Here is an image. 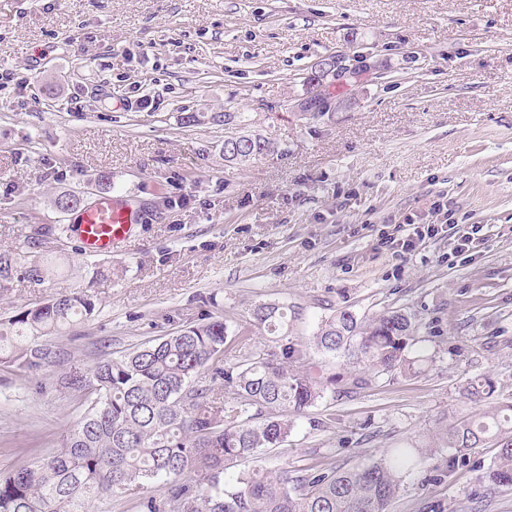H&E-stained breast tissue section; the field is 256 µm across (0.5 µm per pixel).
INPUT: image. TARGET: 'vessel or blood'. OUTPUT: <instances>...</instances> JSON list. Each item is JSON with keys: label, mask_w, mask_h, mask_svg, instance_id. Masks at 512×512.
I'll return each instance as SVG.
<instances>
[{"label": "vessel or blood", "mask_w": 512, "mask_h": 512, "mask_svg": "<svg viewBox=\"0 0 512 512\" xmlns=\"http://www.w3.org/2000/svg\"><path fill=\"white\" fill-rule=\"evenodd\" d=\"M141 220L123 194L102 193L79 210L75 236L84 254L105 256L129 239Z\"/></svg>", "instance_id": "obj_1"}]
</instances>
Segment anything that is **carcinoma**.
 Segmentation results:
<instances>
[{
    "label": "carcinoma",
    "instance_id": "1",
    "mask_svg": "<svg viewBox=\"0 0 512 512\" xmlns=\"http://www.w3.org/2000/svg\"><path fill=\"white\" fill-rule=\"evenodd\" d=\"M227 161L250 164L275 152L250 134ZM17 274L16 260L0 254V283ZM79 293L63 295L0 322V364L25 373L49 362L36 339L93 315ZM288 325V308L263 303L249 326L270 333ZM224 319L189 326L88 373L66 377L87 411L61 448L0 476V512H88L90 502L114 495L138 497L150 485L168 494L145 504L148 512H388L406 478L450 476L489 438L497 440L488 490L512 488V405L478 414L445 429L432 448H393L347 469L310 472L298 480L253 470L238 474L234 490L224 473L288 439L294 421L329 396L332 381L312 371L307 351L289 342L278 354L255 353L224 366ZM413 317L388 309L370 320L348 310L320 323L316 348L381 372L419 373L425 356ZM200 478L196 484L184 476Z\"/></svg>",
    "mask_w": 512,
    "mask_h": 512
}]
</instances>
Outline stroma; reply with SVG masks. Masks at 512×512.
Returning a JSON list of instances; mask_svg holds the SVG:
<instances>
[{
	"label": "stroma",
	"mask_w": 512,
	"mask_h": 512,
	"mask_svg": "<svg viewBox=\"0 0 512 512\" xmlns=\"http://www.w3.org/2000/svg\"><path fill=\"white\" fill-rule=\"evenodd\" d=\"M328 111L303 118L316 61ZM0 253L22 269L53 260L42 282L0 288V321L87 292L90 318L39 337L52 351L33 375L0 367V473L55 452L84 408L61 385L191 325L224 319V361L311 343L347 308L415 314L432 356L415 376L312 353L336 394L296 418L284 445L237 472L326 471L512 402V0H0ZM153 98L126 109L122 98ZM201 112L185 126L183 111ZM240 112L273 156L224 159ZM120 192L141 211L108 257L83 254L56 208ZM477 226L468 257L447 231L410 251L380 247L412 221ZM38 235L36 247L26 239ZM288 309V332L241 335L256 305ZM494 393L467 394L474 378ZM495 441L444 480L407 479L390 512H512V489L480 476Z\"/></svg>",
	"instance_id": "stroma-1"
}]
</instances>
